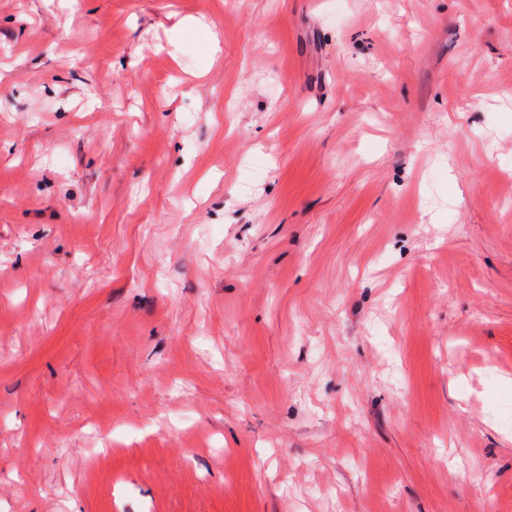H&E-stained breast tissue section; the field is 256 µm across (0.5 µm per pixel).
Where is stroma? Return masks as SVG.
Listing matches in <instances>:
<instances>
[{
    "mask_svg": "<svg viewBox=\"0 0 512 512\" xmlns=\"http://www.w3.org/2000/svg\"><path fill=\"white\" fill-rule=\"evenodd\" d=\"M0 512H512V0H0Z\"/></svg>",
    "mask_w": 512,
    "mask_h": 512,
    "instance_id": "obj_1",
    "label": "stroma"
}]
</instances>
